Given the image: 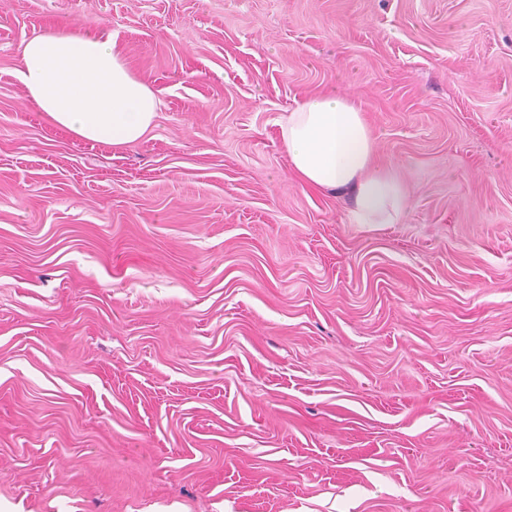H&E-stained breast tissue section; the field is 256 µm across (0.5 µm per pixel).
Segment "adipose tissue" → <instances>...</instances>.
<instances>
[{
	"instance_id": "adipose-tissue-1",
	"label": "adipose tissue",
	"mask_w": 512,
	"mask_h": 512,
	"mask_svg": "<svg viewBox=\"0 0 512 512\" xmlns=\"http://www.w3.org/2000/svg\"><path fill=\"white\" fill-rule=\"evenodd\" d=\"M17 73L28 99L51 121L93 143L138 142L164 103L130 68L111 36L56 25L23 41ZM292 173L305 187L351 198L355 224L401 223L408 192L377 160L376 139L353 98L307 97L277 119Z\"/></svg>"
}]
</instances>
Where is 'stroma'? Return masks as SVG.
Masks as SVG:
<instances>
[{
  "instance_id": "1",
  "label": "stroma",
  "mask_w": 512,
  "mask_h": 512,
  "mask_svg": "<svg viewBox=\"0 0 512 512\" xmlns=\"http://www.w3.org/2000/svg\"><path fill=\"white\" fill-rule=\"evenodd\" d=\"M62 22L139 142L27 101ZM330 88L403 223L293 176ZM0 512H512V0H0ZM17 73L40 112L93 143L138 142L164 106L132 71L111 35L83 32L71 23L24 40Z\"/></svg>"
}]
</instances>
